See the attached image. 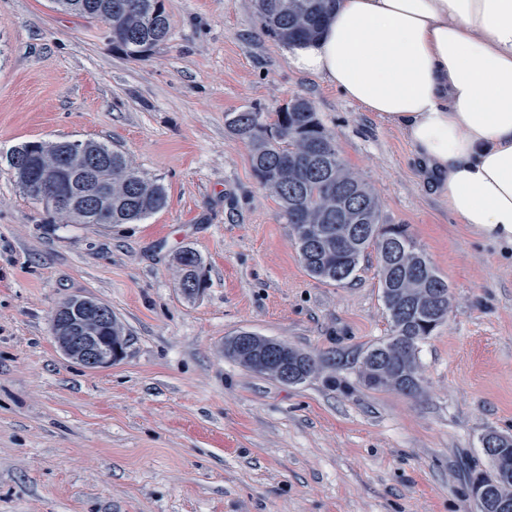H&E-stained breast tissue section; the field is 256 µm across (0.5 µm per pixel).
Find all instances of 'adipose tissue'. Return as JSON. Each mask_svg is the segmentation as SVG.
<instances>
[{
    "mask_svg": "<svg viewBox=\"0 0 512 512\" xmlns=\"http://www.w3.org/2000/svg\"><path fill=\"white\" fill-rule=\"evenodd\" d=\"M287 58L398 129L458 223L512 247V0H336Z\"/></svg>",
    "mask_w": 512,
    "mask_h": 512,
    "instance_id": "obj_1",
    "label": "adipose tissue"
}]
</instances>
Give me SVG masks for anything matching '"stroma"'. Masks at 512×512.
<instances>
[{
  "mask_svg": "<svg viewBox=\"0 0 512 512\" xmlns=\"http://www.w3.org/2000/svg\"><path fill=\"white\" fill-rule=\"evenodd\" d=\"M144 61L52 0H0V512H479L466 473L484 435L512 437V250L457 223L402 134L261 28L256 0H164ZM302 97L343 161L447 281V319L419 346L408 397L358 376L390 336L376 253L349 282L309 275L259 184L232 113ZM30 140L97 141L165 188L134 224L51 221L5 157ZM193 249L208 286L186 296ZM87 295L126 357L89 370L51 330ZM251 331L313 355L288 385L224 354ZM177 264L181 271L179 286L185 294L194 295L197 292L193 288H199V276L202 270V262L198 254L192 249H183L177 254ZM197 281V284H192Z\"/></svg>",
  "mask_w": 512,
  "mask_h": 512,
  "instance_id": "stroma-1",
  "label": "stroma"
}]
</instances>
